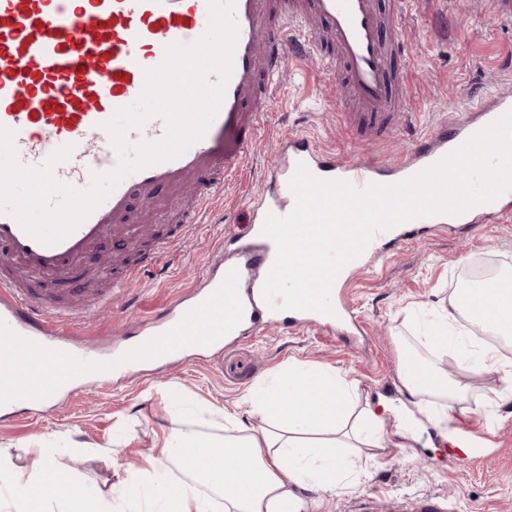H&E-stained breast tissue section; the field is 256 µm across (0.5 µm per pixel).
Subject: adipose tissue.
<instances>
[{
  "mask_svg": "<svg viewBox=\"0 0 512 512\" xmlns=\"http://www.w3.org/2000/svg\"><path fill=\"white\" fill-rule=\"evenodd\" d=\"M418 342L401 358L395 382L414 404L436 396L449 407L466 397V386L426 359L429 351L452 354L469 372L512 377V364L495 347L447 322L429 325ZM352 392L336 372L285 366L242 396L252 423L228 410L220 436L201 433L203 416L198 428L173 426L160 457L129 475L118 504L56 467L53 449L39 448L42 466L30 472L0 461V512H313L315 495L342 487L345 448L356 441L376 446L385 436L386 417L372 406L348 429ZM171 461L178 473L169 471Z\"/></svg>",
  "mask_w": 512,
  "mask_h": 512,
  "instance_id": "adipose-tissue-1",
  "label": "adipose tissue"
}]
</instances>
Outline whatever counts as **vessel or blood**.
Listing matches in <instances>:
<instances>
[{
	"mask_svg": "<svg viewBox=\"0 0 512 512\" xmlns=\"http://www.w3.org/2000/svg\"><path fill=\"white\" fill-rule=\"evenodd\" d=\"M234 17L233 73L202 139L181 156L128 176L58 244L38 242L12 216L0 213V408H41L69 386L76 372L100 380L117 372L134 374L269 325L366 334L365 323L350 311L347 288L354 274L368 270L370 260L386 259L392 246L419 240L431 229L446 231L452 223L512 220V191L461 215L413 219L378 233L359 258L341 269L331 291L333 315L271 308L262 287L276 246L262 228L267 214L293 210L288 183L298 165L358 188L403 181L512 110V85L487 95L467 91L453 118L422 134L395 162L345 160L297 131L280 139L279 164L251 200L250 224L245 232L225 236L205 287L181 298L159 324L141 327L112 360L73 341L77 325L110 303L109 292L83 302L72 297L42 301L32 289L17 285L14 272L76 285L80 263L105 239L140 236L142 226L127 221L133 201L151 202L160 188L179 189L201 178L203 185L177 231L156 240L149 257L126 265L112 285L125 288L157 270L172 245L202 223L225 177L257 143L289 64L312 57L327 74L344 72L360 106L347 120L358 137L393 136L407 119L408 73L393 69L404 48L382 43L384 18L374 0H235ZM207 22V0H0V125L15 131L20 162L37 166L56 149L72 146L54 175L78 189L89 186L92 173L113 170L118 156L105 122L136 101L145 70L163 62L167 45L196 41ZM165 133L164 121L155 118L130 130L128 139L157 141Z\"/></svg>",
	"mask_w": 512,
	"mask_h": 512,
	"instance_id": "b4317fda",
	"label": "vessel or blood"
}]
</instances>
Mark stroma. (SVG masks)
<instances>
[{
	"mask_svg": "<svg viewBox=\"0 0 512 512\" xmlns=\"http://www.w3.org/2000/svg\"><path fill=\"white\" fill-rule=\"evenodd\" d=\"M491 0H438L424 5L409 0H376L378 11L391 22L381 39L406 36L411 61L409 118L394 137L381 144H361L341 118L346 103L337 94L343 75H324L316 61L289 67L284 91L275 99L258 146L248 151L224 185L227 208L212 217L180 245L176 267L141 277L129 286L137 305L125 307L114 298L86 327L85 344L101 355L126 344L120 330L125 321L155 315L201 284L207 263L227 232H244L250 222L249 200L262 189L279 160L281 132L304 129L319 143L343 157L394 160L405 154L413 138L454 112L468 87L494 90L512 83V25L499 22ZM182 194L167 195L165 207L134 203L133 224L148 236L167 235ZM498 263L512 275V223L469 224L422 241L399 245L378 277L355 274L350 303L369 333L352 343L335 335L305 328L289 333L269 327L213 352H193L145 372L138 378L102 383L80 379L45 405L39 414L12 417L0 412V460L30 471L38 457L32 441L56 448V465L107 497H118L130 471L156 454L171 428L170 393L176 392L215 414L209 432L222 434L224 411L255 383L270 379L288 364L340 372L355 381V410L395 397L393 383L399 357L425 325L454 314L457 292L472 263ZM435 362L468 387V398L448 414L460 433L491 438L481 461L461 465L449 458L443 438L428 419H421L412 437H405L402 411L389 412L380 447L360 446L356 453L365 468L336 494L318 499L316 512H417L427 496L444 500L446 512H512V402L499 403L505 389L502 374L467 373L451 356Z\"/></svg>",
	"mask_w": 512,
	"mask_h": 512,
	"instance_id": "35a3bbf8",
	"label": "stroma"
}]
</instances>
